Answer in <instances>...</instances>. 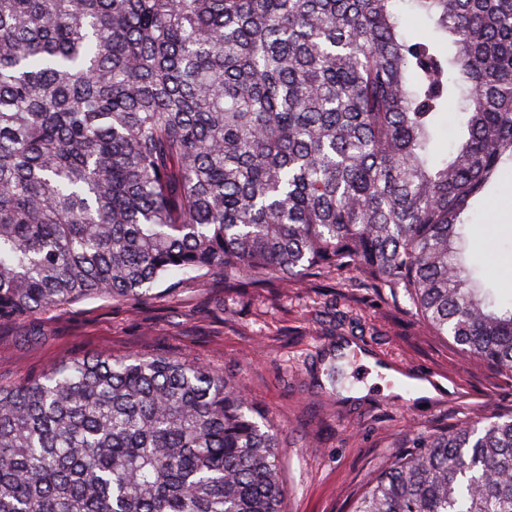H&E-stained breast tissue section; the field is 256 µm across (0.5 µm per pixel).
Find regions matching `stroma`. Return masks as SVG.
<instances>
[{"instance_id": "obj_1", "label": "stroma", "mask_w": 512, "mask_h": 512, "mask_svg": "<svg viewBox=\"0 0 512 512\" xmlns=\"http://www.w3.org/2000/svg\"><path fill=\"white\" fill-rule=\"evenodd\" d=\"M475 264L512 297V172L476 203L466 230ZM356 308L335 275L228 291L220 277H183L172 296L137 308L89 298L0 326V381L75 355L158 353L224 370L280 425L285 512H353L413 435L512 412V373L466 356L410 311L407 298L366 287ZM341 382H331L330 367ZM422 369L426 398L387 379Z\"/></svg>"}]
</instances>
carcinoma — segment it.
Returning a JSON list of instances; mask_svg holds the SVG:
<instances>
[{
    "label": "carcinoma",
    "mask_w": 512,
    "mask_h": 512,
    "mask_svg": "<svg viewBox=\"0 0 512 512\" xmlns=\"http://www.w3.org/2000/svg\"><path fill=\"white\" fill-rule=\"evenodd\" d=\"M0 0V322L177 273L362 269L512 372V299L464 253L512 169V0ZM467 115L433 162L448 101ZM354 512H512V414L425 431ZM279 429L158 354L0 383V512H284Z\"/></svg>",
    "instance_id": "1"
}]
</instances>
